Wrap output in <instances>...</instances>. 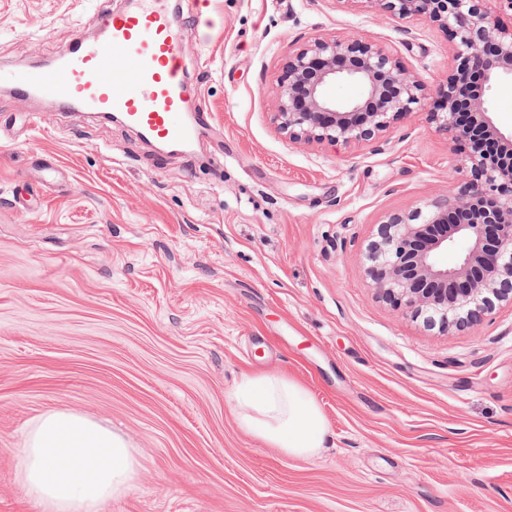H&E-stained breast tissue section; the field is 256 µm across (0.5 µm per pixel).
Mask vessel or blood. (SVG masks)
Segmentation results:
<instances>
[{"instance_id": "vessel-or-blood-1", "label": "vessel or blood", "mask_w": 512, "mask_h": 512, "mask_svg": "<svg viewBox=\"0 0 512 512\" xmlns=\"http://www.w3.org/2000/svg\"><path fill=\"white\" fill-rule=\"evenodd\" d=\"M203 5L190 0L185 10L168 0H129L119 11L101 8L99 40L71 42L41 69L0 68V84L22 98L118 116L161 143H190L208 114L188 90L181 47L188 29L209 25Z\"/></svg>"}]
</instances>
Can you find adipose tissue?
I'll use <instances>...</instances> for the list:
<instances>
[{"instance_id": "ef3b65f1", "label": "adipose tissue", "mask_w": 512, "mask_h": 512, "mask_svg": "<svg viewBox=\"0 0 512 512\" xmlns=\"http://www.w3.org/2000/svg\"><path fill=\"white\" fill-rule=\"evenodd\" d=\"M227 397L240 427L284 454L307 459L324 448L329 426L319 405L284 375L244 376ZM20 455L19 479L41 512H99L131 488L137 470L121 436L70 411L37 418Z\"/></svg>"}]
</instances>
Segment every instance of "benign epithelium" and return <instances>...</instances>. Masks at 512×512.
<instances>
[{
	"instance_id": "benign-epithelium-1",
	"label": "benign epithelium",
	"mask_w": 512,
	"mask_h": 512,
	"mask_svg": "<svg viewBox=\"0 0 512 512\" xmlns=\"http://www.w3.org/2000/svg\"><path fill=\"white\" fill-rule=\"evenodd\" d=\"M367 2L385 15L423 16L444 28L457 60L448 78L432 92L376 43L319 37L288 56L274 122L296 144H368L436 95L431 120L468 144L458 162L466 179L423 210L386 216L364 260L377 295L394 309L446 332L473 325L497 306L512 305V133L498 127L485 96L471 95L468 76L480 72L489 87L512 79V29L491 18L488 0ZM341 82L357 84L360 94L330 96ZM461 112L475 116L467 132L456 122ZM485 138L500 148L494 164L477 147ZM450 250L458 252L452 265L444 262Z\"/></svg>"
}]
</instances>
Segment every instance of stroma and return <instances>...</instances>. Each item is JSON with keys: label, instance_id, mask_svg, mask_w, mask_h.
<instances>
[{"label": "stroma", "instance_id": "stroma-1", "mask_svg": "<svg viewBox=\"0 0 512 512\" xmlns=\"http://www.w3.org/2000/svg\"><path fill=\"white\" fill-rule=\"evenodd\" d=\"M97 0H0V66L94 40ZM182 45L212 114L186 153L0 86V512H38L19 450L42 414L111 428L138 467L101 512H512V307L444 332L380 300L363 252L461 180L417 109L371 145L291 143L277 80L320 36L427 87L447 33L369 0H210ZM278 371L330 428L309 459L242 429L227 391Z\"/></svg>", "mask_w": 512, "mask_h": 512}]
</instances>
